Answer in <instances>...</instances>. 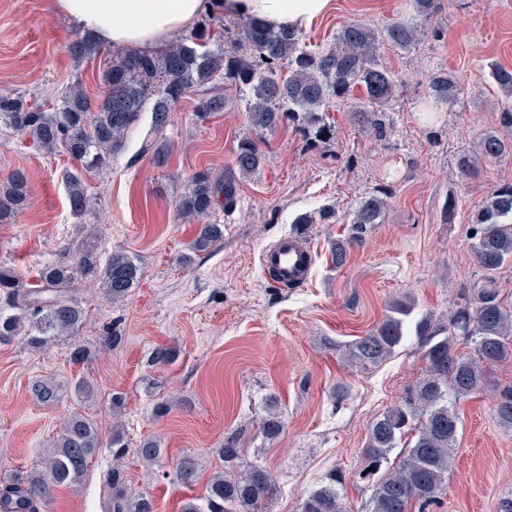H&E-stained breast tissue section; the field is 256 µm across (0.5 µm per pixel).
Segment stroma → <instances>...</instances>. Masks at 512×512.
Wrapping results in <instances>:
<instances>
[{"instance_id": "35a3bbf8", "label": "stroma", "mask_w": 512, "mask_h": 512, "mask_svg": "<svg viewBox=\"0 0 512 512\" xmlns=\"http://www.w3.org/2000/svg\"><path fill=\"white\" fill-rule=\"evenodd\" d=\"M410 0H335L334 10L303 27L311 49L332 44L351 22L382 26L414 22ZM74 26L57 15L51 0H0V86L29 101L52 105L74 81L90 96L103 90L102 62L76 64L66 46ZM395 79L389 113L392 129L377 140L351 119L361 88L326 114L332 135L304 138L289 121L266 135L260 170L242 180L233 210L211 216L224 236L193 264L179 266L197 234L180 220L176 201L196 169L222 172L231 165L248 125L236 106L198 119L195 94L178 104L164 132L170 151L155 164L143 145L150 129L142 117L107 175L87 176L92 206L82 218L70 212L61 174L73 161L46 154L18 134L0 135V179L14 169L30 176V193L10 223L0 224V266L31 282L65 245L93 236L101 257L116 251L134 256L141 278L120 302L98 284H82L87 312L80 334L43 351L13 342L0 345V472L40 467L63 422L78 414L109 437L120 421L131 444L161 440L159 467L146 469L135 455L124 465L133 494L153 497L157 512H180L190 495L168 474L192 454L210 476L226 433L245 428L247 456L277 478L267 512H299L304 496L330 472L343 477L349 512H369L370 493L358 473L373 423L401 405L427 370L415 337L391 356L361 368L341 351L382 322L392 301L412 297L416 316L447 319L461 296L481 278L469 236L472 216L490 190L512 181V155L480 162L475 175L460 176L457 160L473 152L488 131L512 140L501 121L511 104L494 83L492 65L512 68V0H441L431 31L407 50L382 49ZM452 73L461 93L433 104L429 79ZM384 192L379 223L335 267L329 249L350 233L359 198ZM454 216H447L448 198ZM322 209L335 217L310 225L303 239L313 249L309 281L281 288L265 273L262 251L295 234V220ZM122 341L109 347V329ZM83 346L89 359L72 363ZM174 349L172 363H152L155 348ZM36 378H51L63 392L44 405L29 392ZM96 385L89 401L70 392L76 379ZM123 398L113 411L112 397ZM169 401V413L154 407ZM276 404L284 430L263 443L258 427ZM456 450L448 482L431 512H501L512 499V428L495 419L488 393L461 399ZM112 451L101 448L81 484L60 488L45 512H109Z\"/></svg>"}]
</instances>
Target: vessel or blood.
Listing matches in <instances>:
<instances>
[{"label":"vessel or blood","instance_id":"b4317fda","mask_svg":"<svg viewBox=\"0 0 512 512\" xmlns=\"http://www.w3.org/2000/svg\"><path fill=\"white\" fill-rule=\"evenodd\" d=\"M313 255L295 236L279 239L262 252V265L271 279L283 288H295L309 277Z\"/></svg>","mask_w":512,"mask_h":512}]
</instances>
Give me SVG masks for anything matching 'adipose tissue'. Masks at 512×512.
<instances>
[{"label":"adipose tissue","mask_w":512,"mask_h":512,"mask_svg":"<svg viewBox=\"0 0 512 512\" xmlns=\"http://www.w3.org/2000/svg\"><path fill=\"white\" fill-rule=\"evenodd\" d=\"M333 0H53L80 32L134 50H159L174 34L221 11L266 25L302 27L326 14Z\"/></svg>","instance_id":"adipose-tissue-1"}]
</instances>
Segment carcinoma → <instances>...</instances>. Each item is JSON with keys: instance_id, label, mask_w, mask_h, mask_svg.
Here are the masks:
<instances>
[{"instance_id": "carcinoma-1", "label": "carcinoma", "mask_w": 512, "mask_h": 512, "mask_svg": "<svg viewBox=\"0 0 512 512\" xmlns=\"http://www.w3.org/2000/svg\"><path fill=\"white\" fill-rule=\"evenodd\" d=\"M413 2L418 22L385 28L350 23L338 31L332 45L317 50L302 45L303 35L297 28L271 29L252 20L246 25V46L229 51L224 49V36L213 29L224 17L212 15L156 53L119 52L79 32L67 51L77 62L104 59L103 94L90 97L78 81L45 109L1 88L0 130L16 132L48 154L62 151L77 162L78 167L63 171L62 180L70 211L81 218L90 208L87 174L110 169L112 158L124 149L144 113L150 114L151 137L144 150L159 161L169 150L163 131L181 99L227 81L244 99L249 132L239 140L233 164L224 174L199 169L187 177L177 212L181 220L197 223L199 228L190 252L177 261L189 266L194 254L208 250L224 236L223 225L209 222V217L218 206L234 208L240 180L254 174L265 158L260 149L265 134L297 118L306 137H329L327 110L357 85L364 96L352 106V115L375 135H386L390 126L386 106L393 97L394 80L381 63L380 50L415 45L426 35L427 23L438 9V0ZM492 77L511 97L512 69L496 67ZM429 90V97L439 104L458 98L461 87L452 74L440 72L430 79ZM227 104L225 97L202 98L197 104L198 117L222 111ZM477 148L482 158L498 160L512 154V141L487 132ZM475 156L464 153L459 157L457 168L462 175L475 174ZM28 192L27 174L20 169L0 182L1 224L14 216ZM383 208L384 200L378 195L357 202L350 237L332 244L336 266L346 262L349 248L361 241L366 225L378 223ZM472 224V253L483 277L448 320L435 322L424 316L408 325L415 307L408 297L396 301L382 322L349 348L356 362L369 367L390 356L410 330L419 339L428 363L426 377L416 383L405 403L389 409L371 427L362 473L365 480L376 478L370 512H429L436 504L457 442L456 401L489 388L495 418L512 427V383L495 382L492 377L495 366L512 360V308L504 304L497 288L499 270L512 263L511 181L494 186L473 214ZM140 275L132 257L115 252L103 262L89 242L77 250L65 247L28 286L15 271L0 267V289L7 294V307L0 308V344L20 339L41 349L74 337L86 320L74 294L76 281L98 282L109 299L121 301ZM468 343L472 344L470 353L458 352L459 345ZM30 392L39 402L51 405L60 389L53 381L39 378L32 381ZM282 429L281 417L269 413L261 426L264 441L275 442ZM243 433L241 428L224 437L218 449L222 469L209 477L201 496L183 503L181 512H264L263 505L276 490V480L265 466L245 458ZM400 442L404 452L398 463L377 476ZM109 447L112 512H155L150 498L134 496L129 490L122 465L129 443L123 429H112ZM99 448L97 426L83 416L69 417L43 466L18 471L0 483V512H41L55 489L80 483ZM134 454L151 467L161 462L164 448L159 440L148 438L140 441ZM200 475L198 459L186 454L175 464L171 480L191 488ZM341 491L342 482L333 473L303 498L300 512H347Z\"/></svg>"}]
</instances>
